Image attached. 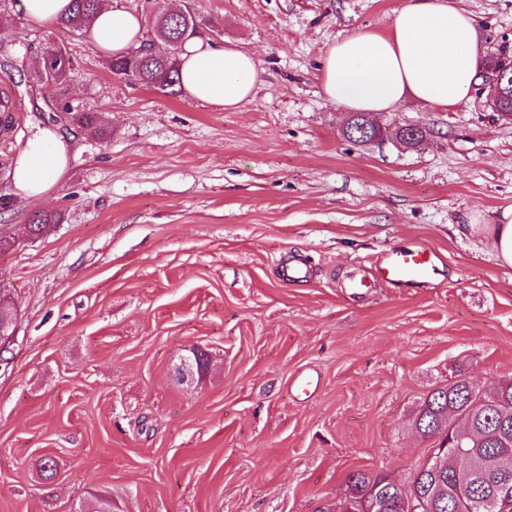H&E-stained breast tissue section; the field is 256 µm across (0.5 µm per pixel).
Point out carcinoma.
<instances>
[{"mask_svg":"<svg viewBox=\"0 0 512 512\" xmlns=\"http://www.w3.org/2000/svg\"><path fill=\"white\" fill-rule=\"evenodd\" d=\"M98 11L97 0H72L69 14L56 23L60 30L90 27ZM156 35L169 41L170 52L154 56L138 48L129 55L108 61L116 75L131 77L139 83L169 95L179 92V72L174 53L184 44V20L160 16L155 22ZM71 66L66 54L50 65L46 53L33 63L34 76L51 84L62 83ZM70 122L79 127L104 124L93 112L73 111ZM415 424L421 434L432 438L453 435L461 442L460 450L471 456L472 469L457 474L448 459V439L438 443L435 457L419 469L403 499L391 487L388 477L355 471L349 477L346 502H359L371 488L379 502L378 512H512V380L499 382L489 389V404L474 409L468 404L467 383L459 375L445 387L429 393L421 404Z\"/></svg>","mask_w":512,"mask_h":512,"instance_id":"cac0c4a2","label":"carcinoma"}]
</instances>
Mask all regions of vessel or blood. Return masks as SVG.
<instances>
[{
  "instance_id": "b4317fda",
  "label": "vessel or blood",
  "mask_w": 512,
  "mask_h": 512,
  "mask_svg": "<svg viewBox=\"0 0 512 512\" xmlns=\"http://www.w3.org/2000/svg\"><path fill=\"white\" fill-rule=\"evenodd\" d=\"M442 262L440 254L425 244L391 250L378 262L373 279L403 285L420 284L431 279Z\"/></svg>"
}]
</instances>
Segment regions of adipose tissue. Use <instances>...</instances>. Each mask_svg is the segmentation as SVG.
<instances>
[{"mask_svg": "<svg viewBox=\"0 0 512 512\" xmlns=\"http://www.w3.org/2000/svg\"><path fill=\"white\" fill-rule=\"evenodd\" d=\"M143 27L142 18L118 0H102L87 34L103 56H121L140 47ZM476 34L473 15L455 0H406L388 35L361 30L327 49L319 69L322 93L343 110L368 114L391 111L408 97L454 107L470 98L480 80ZM178 67L188 100L222 109L249 102L259 76L253 53L199 36L185 42ZM71 151V138L58 128H37L12 162L15 194L53 196Z\"/></svg>", "mask_w": 512, "mask_h": 512, "instance_id": "ef3b65f1", "label": "adipose tissue"}]
</instances>
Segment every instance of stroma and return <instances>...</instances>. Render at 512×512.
Segmentation results:
<instances>
[{
	"label": "stroma",
	"instance_id": "obj_1",
	"mask_svg": "<svg viewBox=\"0 0 512 512\" xmlns=\"http://www.w3.org/2000/svg\"><path fill=\"white\" fill-rule=\"evenodd\" d=\"M404 0H194L201 35L253 52V99L234 111L115 75L85 31L14 43L72 61L61 85L0 71V282L17 316L0 343V512H336L361 470L405 483L432 456L417 410L457 375L512 380V268L455 225L512 218V116L485 93L444 110L405 99L385 136L342 135L318 71L358 29L388 34ZM481 58L512 48V0H458ZM100 113L71 130L54 197L15 195L11 162L45 102ZM426 141L407 149L396 127ZM57 223L29 232L37 214ZM445 258L432 283H345L386 251ZM304 262L290 284L284 268ZM203 375L183 374L191 351ZM316 371L310 396L291 391ZM53 457L52 477L39 470Z\"/></svg>",
	"mask_w": 512,
	"mask_h": 512
}]
</instances>
